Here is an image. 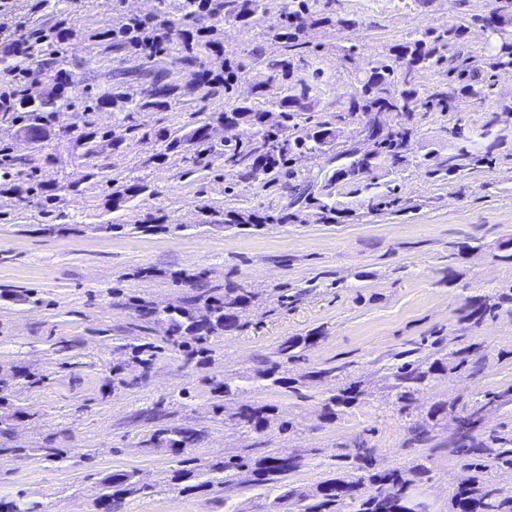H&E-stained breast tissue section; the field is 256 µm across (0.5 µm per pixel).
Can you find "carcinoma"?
<instances>
[{"mask_svg": "<svg viewBox=\"0 0 512 512\" xmlns=\"http://www.w3.org/2000/svg\"><path fill=\"white\" fill-rule=\"evenodd\" d=\"M319 0H292V8L288 10V22L281 30L272 34V39L281 42L287 50L296 51L304 48L302 37L308 27H316L325 18L317 10ZM268 0H178L177 9L180 18L167 21L169 32L162 36L158 33V23L152 17L129 14L124 23L117 29L106 30L99 34L103 51L109 55L122 52L143 53L149 59L169 56L173 62L186 68L200 66L199 54L213 47V41H201V33L207 30L204 21L214 22L235 21L245 22L263 13ZM461 36L460 28L432 29L419 33L418 37L400 44L395 51L394 64L381 63L374 67L366 80L361 82L358 95L353 99L351 115L363 127V131L376 140L374 156H385L397 164L407 150L411 132L406 127L410 114L419 107L436 108L441 112L448 110V93L435 91L425 96L418 91L412 72L435 59H441L440 53L448 45L456 42ZM65 32L58 27L36 28L25 32L24 36L0 43V65L14 74L13 83L4 93V101L8 111L0 112V119H9L23 125L22 135L30 136L44 143L54 136V117L57 110L69 103L71 94L69 83L63 76V60L53 56L52 47L63 41ZM36 64L57 69L55 84L49 89H35L21 80V66ZM291 60L288 54L269 64V73L265 79L255 84V92L262 98L271 97L270 103L276 107L279 121L274 128L266 129L263 117L267 110L251 106H240L231 112L216 111L209 116V121H227L245 127L244 138L235 147L224 152V167L233 171L239 169L246 174L256 176L260 173L283 169L293 157L308 150L316 149L334 137V130L325 124L311 134L302 130L296 119L301 112L312 109L310 87L302 85L300 89L288 86V71ZM237 66L230 61H222L219 71L205 69L194 73L195 83L191 89L210 86L213 83L224 84V90L232 87L236 77ZM184 86L167 81V73L162 68H152L143 74V83L137 97L129 98L117 94L112 97V105L126 113L125 120L131 122L130 129L134 132L142 129L135 115L151 112L165 105V99L178 98L183 95ZM104 104L99 100L85 106L83 126L86 131L75 139L77 146L85 153L93 155L107 142V133L92 129V114ZM382 112L395 114V125L390 130L382 131L377 117ZM157 136L166 143V148H178L184 143L196 147L192 163H202L210 152V134L208 121L203 122L186 132V140L181 137L170 138V135L159 131ZM372 166L369 157L350 155L345 167L347 175H359ZM144 190L138 182L131 184L112 185V195L128 201ZM250 302V295L242 287L224 289L222 295L209 296L203 305L192 302L173 310L158 311L149 305L139 306V315L158 325L166 327L172 334L184 333L194 338L196 343L203 344L211 336L233 333L242 330L244 324L240 314ZM299 346L295 339L285 340L276 352L277 359L270 367L260 373V377L280 382L276 378L279 369L293 358V351ZM442 369L439 360H416L404 362L398 367L397 401L400 410H406L412 395L430 377ZM357 385L350 384L338 390L328 404L334 406L349 405L357 399ZM480 406L469 408L464 415L460 428L462 447L469 448L474 442V434L478 429L475 413ZM269 410L264 406L245 405L234 413L238 425L255 432H263L268 421ZM154 440L161 444L167 440L181 448H188L196 441L193 432L184 429H162L154 435ZM300 460L292 455L279 454L263 457L254 462L242 459L224 462V471H249L256 480L279 484L286 481L290 472L299 467ZM387 481L392 485L393 492L388 494H371L361 500L359 512H401L408 501L407 489L411 479L403 474L393 472L384 477L376 475L358 476L352 480L331 479L322 483L319 488L320 497L310 503H304L306 497L287 490L281 496L284 501L295 500L298 512H335V508L346 500L357 498L359 492L368 484ZM456 506L460 512H499L504 504L498 505L474 498L467 490L457 494Z\"/></svg>", "mask_w": 512, "mask_h": 512, "instance_id": "cac0c4a2", "label": "carcinoma"}]
</instances>
